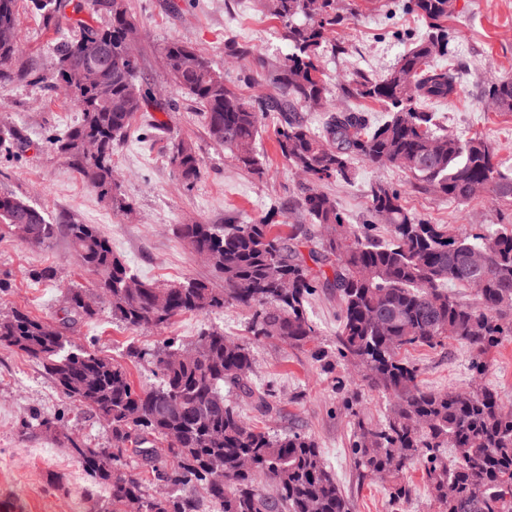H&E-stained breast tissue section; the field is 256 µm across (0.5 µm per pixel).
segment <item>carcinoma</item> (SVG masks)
Wrapping results in <instances>:
<instances>
[{"label":"carcinoma","mask_w":512,"mask_h":512,"mask_svg":"<svg viewBox=\"0 0 512 512\" xmlns=\"http://www.w3.org/2000/svg\"><path fill=\"white\" fill-rule=\"evenodd\" d=\"M17 0H0V82L15 74L20 51ZM45 28L67 25L48 71L33 81L61 90L78 107L80 121L51 142L56 152L89 187L124 214L131 203L113 179L112 152L125 137L151 87L141 77L136 46L141 33L124 0H31ZM278 19L293 52L276 64L260 62L258 75L275 90L250 102L194 47L171 39L158 52L175 88L201 107L209 138L249 173H262L254 145L267 112H277L276 142L281 156L305 176L298 208L311 223L328 230L316 247L303 251L308 230L289 225L283 232L261 220L253 224L179 225V235L224 287L186 279L158 283L139 278L112 251L95 224L70 220L54 224L47 213L13 191H0V238L15 237L17 224L29 230L27 244L48 248L64 234L75 258L94 275L93 291L106 297L112 319L131 328L162 329L187 313L210 314L228 306L251 311L247 330L259 343L276 338L292 348L310 347L311 359L326 374L351 362L367 385L395 398L378 423L357 411V398L345 397L354 422L350 451L363 478L384 472L388 497L400 506L412 500L414 483L406 473L420 466L422 482L439 512H512V410L497 391L471 381L461 390L433 391L418 383L420 368L408 353L450 342L468 346L472 370L482 375L484 355L512 338V229L485 235L458 233L411 214L401 192L388 183L371 188L369 219L350 224L336 201L322 189L331 179L351 181V162L397 166L425 189L467 202L477 188L512 206V170L496 160L482 138L450 137L435 130L426 102L457 94L455 70L431 62L448 54L453 41L444 22L455 0H407L425 20L427 36L408 49L385 75L352 77V92L384 104L389 115L374 123L363 112L333 111L319 50L327 35L346 20L340 0H262ZM72 8L73 16L66 15ZM225 55L243 59L257 49L235 41ZM488 99L499 112H512V76L491 83ZM321 112L313 130L302 113ZM168 164L187 191L201 179L202 160L186 140L171 143ZM384 224L380 240L372 226ZM141 285L138 292L129 282ZM471 288L467 303L449 288ZM336 296V350L315 344L309 300L321 290ZM90 290L70 286L62 296L63 317L42 319L13 307L0 312V347L38 362L74 404L89 410L111 432L102 447L66 437V448L82 465L91 485L106 491L92 512H350L336 473L316 440L305 433L263 431L250 425L239 405L264 416L280 412L274 385L254 381V352L212 326L191 342L196 357L172 338L154 347H132L127 356L148 366L156 378L137 389L122 364L94 343L78 345L74 329L98 310L83 303ZM253 467L242 470V458ZM213 461L224 465V484L209 478ZM146 467L169 492L155 497L140 481ZM272 481L279 498L265 499Z\"/></svg>","instance_id":"1"}]
</instances>
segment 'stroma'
Segmentation results:
<instances>
[{
	"label": "stroma",
	"mask_w": 512,
	"mask_h": 512,
	"mask_svg": "<svg viewBox=\"0 0 512 512\" xmlns=\"http://www.w3.org/2000/svg\"><path fill=\"white\" fill-rule=\"evenodd\" d=\"M353 13L328 37L321 52L327 77V98L333 107L355 109L371 119L386 116L384 107L351 94L352 75L362 72L381 77L411 43L423 35L426 24L407 12L405 0H349ZM142 39L141 75L155 92L154 100L137 113L128 135L113 149V167L120 192L133 204L132 214L113 211L108 201L91 189L68 162L48 145L63 134L80 113L64 97H51L31 84L28 73L49 68L54 33L45 31L29 0H19L22 53L17 62L23 75L0 83V122L20 129L26 147L0 151V190L9 189L48 214L56 224L75 219L99 225L112 249L139 277L161 282L198 278L214 282L210 268L194 257L178 236L188 221L206 224H252L265 216L276 223L294 221L301 178L281 156L276 143V114H268L255 150L263 163L262 174L238 167L206 133L199 107L188 95L177 92L158 61L157 47L171 38H183L231 83L241 73L255 70L250 59L224 54V42L234 39L257 46L265 61L287 57L290 47L281 23L266 15L260 0H126ZM454 37L452 54L438 60L441 68L456 69L461 78L458 96L427 104L443 129L454 135L486 140L497 152L502 167L512 169V112L493 109L484 96L486 86L498 77L512 75V0H457L447 21ZM192 141L204 166L201 180L184 190L174 179L167 154L171 141ZM351 183L330 181L323 188L332 194L352 224L365 223L372 186L390 183L402 192L407 208L435 224L462 231H493L512 218V207L479 195L464 204L448 201L419 188L414 179L396 167L375 168L352 163ZM53 265L54 282H36L31 269ZM0 271L10 272V289L0 299L6 306L21 307L34 315L54 319L61 315L65 289L91 287L93 275L74 263L65 236L50 248L28 246L14 239L0 240ZM99 314L81 324L75 343H96L103 353L124 363L136 387L146 388L154 378L146 366L126 357L129 346H147L167 335L190 342L211 324L226 335L248 340L249 313L227 307L210 315L184 314L164 330L134 329L113 320L106 298H99ZM256 377L273 380L281 412L261 417L244 409L248 422H263L279 433L305 432L315 438L328 465L335 471L351 512H437V505L421 487L420 472H412L417 488L410 503L392 506L383 481L359 479L350 459L351 416L337 394L330 376L317 369L309 352L276 340L254 347ZM421 365L422 383L434 390L462 388L470 381L471 353L451 342L436 349L414 350ZM481 380L498 390L506 408L512 409V339L486 357ZM60 418L61 430L70 437L108 443L110 434L88 411L77 409L26 356L0 348V498L13 500L20 512H90L92 498L104 497L93 489L81 464L56 437L34 429L21 434L18 424L33 414ZM91 488V487H90Z\"/></svg>",
	"instance_id": "obj_1"
}]
</instances>
